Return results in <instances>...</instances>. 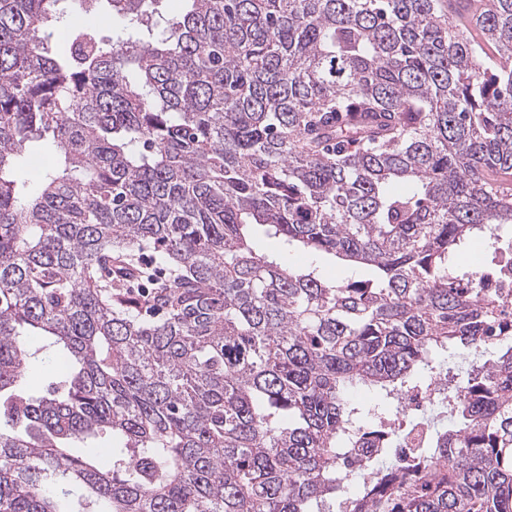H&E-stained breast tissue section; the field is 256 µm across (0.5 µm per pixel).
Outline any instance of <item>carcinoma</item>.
Instances as JSON below:
<instances>
[{"label": "carcinoma", "mask_w": 512, "mask_h": 512, "mask_svg": "<svg viewBox=\"0 0 512 512\" xmlns=\"http://www.w3.org/2000/svg\"><path fill=\"white\" fill-rule=\"evenodd\" d=\"M68 2L0 0V512H512V334L456 261L512 239V0H106L127 36L53 53ZM439 352L450 427L394 465ZM35 156L43 158V162L39 167L32 168L29 165L30 159ZM53 164V159L49 156L43 155L38 151H35L30 157L22 160L19 165V177L22 181L27 182L29 186H34L46 170H48ZM314 260L320 267V270L324 277L336 280L345 281L347 279L359 280L364 277L365 271L363 267L349 268L343 264L335 263L333 259L329 257H317L309 258L304 256L295 257V261L300 263H306Z\"/></svg>", "instance_id": "obj_1"}]
</instances>
